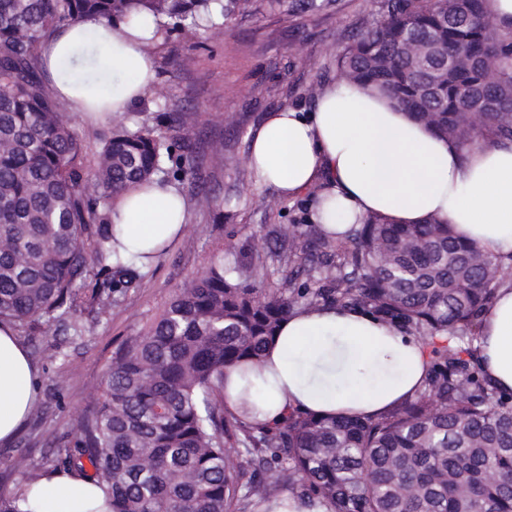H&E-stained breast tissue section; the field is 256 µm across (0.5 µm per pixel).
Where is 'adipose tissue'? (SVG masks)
I'll return each instance as SVG.
<instances>
[{"instance_id":"ef3b65f1","label":"adipose tissue","mask_w":512,"mask_h":512,"mask_svg":"<svg viewBox=\"0 0 512 512\" xmlns=\"http://www.w3.org/2000/svg\"><path fill=\"white\" fill-rule=\"evenodd\" d=\"M157 35L152 14L120 26L84 17L43 38L37 54L52 95L86 124L131 108L153 87ZM249 162L284 197L319 194L312 219L342 234L372 214L397 224L435 216L461 237L512 263V143L468 149L413 119L370 87L336 79L312 111L278 110L251 134ZM188 202L161 183L136 186L112 207L120 254L148 265L181 236ZM482 369L512 393V282L483 312ZM414 336L360 308H299L266 344L261 364L224 371V400L260 424L298 411L323 417L377 415L413 396L428 368ZM37 394V373L10 322L0 323V445L13 442ZM20 512H112L104 490L71 472L41 477L17 494Z\"/></svg>"}]
</instances>
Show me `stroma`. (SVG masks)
<instances>
[{
    "mask_svg": "<svg viewBox=\"0 0 512 512\" xmlns=\"http://www.w3.org/2000/svg\"><path fill=\"white\" fill-rule=\"evenodd\" d=\"M376 18L375 0H332L313 15L265 7L238 17L217 37L201 30L161 37L157 79L137 110L161 115L164 96L197 115L189 133L207 190L182 183L189 202L183 235L146 269L144 286L128 292L108 320L93 324L84 342L70 345L67 357L37 363V396L47 415L38 430L23 426L12 444L0 446V487L11 490L21 481L9 462L41 460L56 437L72 430L100 397L118 344L143 332L177 289L209 265L245 263L262 245L261 226L312 228L313 194L288 199L258 182L248 163L251 134L266 113L313 110L320 88L337 77V53Z\"/></svg>",
    "mask_w": 512,
    "mask_h": 512,
    "instance_id": "35a3bbf8",
    "label": "stroma"
}]
</instances>
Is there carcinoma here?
Here are the masks:
<instances>
[{"label": "carcinoma", "instance_id": "obj_1", "mask_svg": "<svg viewBox=\"0 0 512 512\" xmlns=\"http://www.w3.org/2000/svg\"><path fill=\"white\" fill-rule=\"evenodd\" d=\"M329 0H0V321L27 336L58 322L67 338L29 356H66L90 327L77 295L98 266L94 320L142 287L113 248L112 203L155 177L200 185L183 112L166 131L132 112L99 138L94 167L58 112L37 55L52 30L84 16L121 22L149 12L165 32L220 30L263 7L314 11ZM462 59L434 72L410 58ZM492 65L496 80L483 82ZM349 81L396 99L462 144L512 142V33L484 0H380V20L336 55ZM478 107L479 127L465 119ZM268 250L240 269L212 265L159 317L113 352L94 411L46 471L107 485L112 512H261L287 490L327 512H512V395L479 372V317L512 268L450 224L372 215L340 241L317 228L266 233ZM299 306L361 307L427 347L422 389L379 416L290 413L268 428L224 404V369L258 362Z\"/></svg>", "mask_w": 512, "mask_h": 512}]
</instances>
